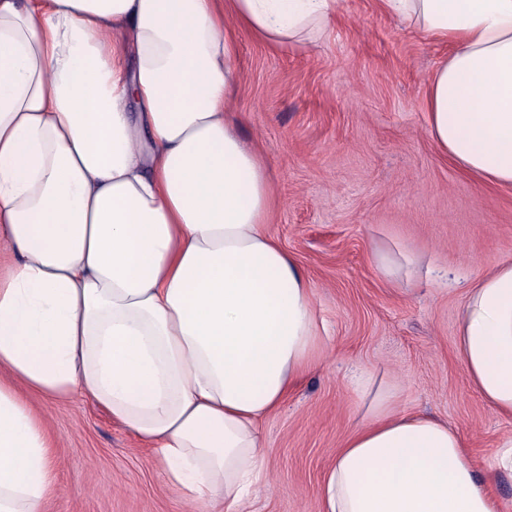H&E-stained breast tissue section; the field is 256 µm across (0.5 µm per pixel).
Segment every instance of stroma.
Instances as JSON below:
<instances>
[{"label": "stroma", "mask_w": 512, "mask_h": 512, "mask_svg": "<svg viewBox=\"0 0 512 512\" xmlns=\"http://www.w3.org/2000/svg\"><path fill=\"white\" fill-rule=\"evenodd\" d=\"M240 131L266 158L273 233L306 271L330 339L320 366L264 424L268 491L250 512H320L322 479L362 404L349 379L379 369L405 412L457 429L490 472L512 418L472 388L455 349L469 285L512 261V187L485 184L442 156L427 132V77L447 46L385 14L337 0L319 40L276 50L238 30ZM423 254L420 285L379 279L374 244ZM51 431L58 493L43 512H224L188 504L152 451L81 397L36 401Z\"/></svg>", "instance_id": "1"}]
</instances>
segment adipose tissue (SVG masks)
I'll return each instance as SVG.
<instances>
[{
	"label": "adipose tissue",
	"instance_id": "1",
	"mask_svg": "<svg viewBox=\"0 0 512 512\" xmlns=\"http://www.w3.org/2000/svg\"><path fill=\"white\" fill-rule=\"evenodd\" d=\"M450 52L427 81L428 134L512 186V0H381ZM296 49L336 0H0V512L57 491L30 397L78 394L154 452L196 503L246 512L266 487L262 423L321 361L307 275L268 224L267 166L229 118L238 42ZM237 27V28H238ZM389 283L421 253L376 244ZM456 348L512 417V261L468 288ZM321 484V512H503L460 432L399 412L372 367Z\"/></svg>",
	"mask_w": 512,
	"mask_h": 512
}]
</instances>
